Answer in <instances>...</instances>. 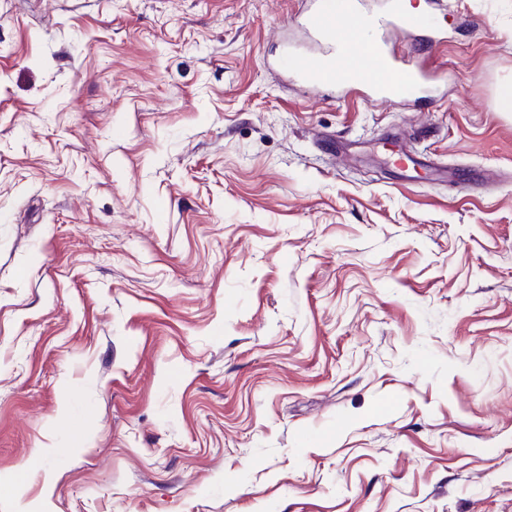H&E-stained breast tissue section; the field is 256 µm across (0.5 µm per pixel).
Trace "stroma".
I'll use <instances>...</instances> for the list:
<instances>
[{
    "instance_id": "35a3bbf8",
    "label": "stroma",
    "mask_w": 512,
    "mask_h": 512,
    "mask_svg": "<svg viewBox=\"0 0 512 512\" xmlns=\"http://www.w3.org/2000/svg\"><path fill=\"white\" fill-rule=\"evenodd\" d=\"M308 2L0 0V512H512V0L397 102Z\"/></svg>"
}]
</instances>
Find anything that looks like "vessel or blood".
Here are the masks:
<instances>
[{
    "label": "vessel or blood",
    "instance_id": "1",
    "mask_svg": "<svg viewBox=\"0 0 512 512\" xmlns=\"http://www.w3.org/2000/svg\"><path fill=\"white\" fill-rule=\"evenodd\" d=\"M358 3L314 0L301 22L314 50L285 55L280 70L311 88H340L345 96L367 91L386 101L418 98L425 88L424 76L387 50L385 34L398 27L431 26L430 14H408L401 0H393L389 16L377 17L359 12Z\"/></svg>",
    "mask_w": 512,
    "mask_h": 512
}]
</instances>
